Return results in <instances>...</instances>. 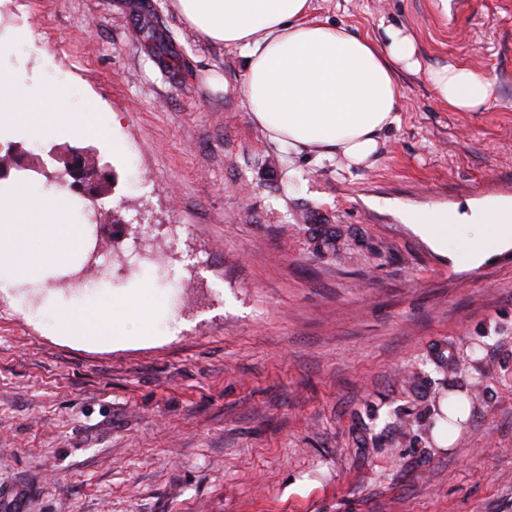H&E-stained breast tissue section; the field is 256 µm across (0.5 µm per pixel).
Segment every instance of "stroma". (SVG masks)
<instances>
[{"instance_id": "obj_1", "label": "stroma", "mask_w": 512, "mask_h": 512, "mask_svg": "<svg viewBox=\"0 0 512 512\" xmlns=\"http://www.w3.org/2000/svg\"><path fill=\"white\" fill-rule=\"evenodd\" d=\"M161 40L137 38V7ZM311 19L411 29L423 65L483 71L470 112L402 75L400 121L362 167L285 152L239 91V50L172 0H0V66L34 106L109 118L89 136L0 135L31 162L91 148L115 224L77 274L0 288V512H512V248L434 251L403 210L512 199V0H311ZM29 27L21 49L12 31ZM117 141L133 155L114 150ZM150 286L171 331L121 344L31 314ZM471 409L437 441L449 389Z\"/></svg>"}]
</instances>
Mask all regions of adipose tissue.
<instances>
[{"mask_svg":"<svg viewBox=\"0 0 512 512\" xmlns=\"http://www.w3.org/2000/svg\"><path fill=\"white\" fill-rule=\"evenodd\" d=\"M311 0H177L179 14L208 40L240 50L246 59L242 95L258 126L283 147L340 156L349 164H367L381 137L400 121L401 74L426 73L438 101L452 112H469L495 95L493 82L480 70L451 63L423 66L415 37L392 23L380 39L362 37L346 27L311 20ZM77 112L50 103L31 106L15 88V76L0 68V126H26L33 140L61 126L81 133ZM74 200L61 189L33 181L0 193V284L34 283L66 274L85 249L86 239L72 221ZM432 249L447 253L461 239L471 259L484 260L512 245V220L496 214L468 220L420 211L404 215ZM146 288L132 290L127 302L100 309L82 307L75 323L69 304L38 312L57 335L77 336L87 345L108 348L131 308L151 306L147 335H164L163 318Z\"/></svg>","mask_w":512,"mask_h":512,"instance_id":"ef3b65f1","label":"adipose tissue"}]
</instances>
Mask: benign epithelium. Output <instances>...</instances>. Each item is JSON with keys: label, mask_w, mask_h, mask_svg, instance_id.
Instances as JSON below:
<instances>
[{"label": "benign epithelium", "mask_w": 512, "mask_h": 512, "mask_svg": "<svg viewBox=\"0 0 512 512\" xmlns=\"http://www.w3.org/2000/svg\"><path fill=\"white\" fill-rule=\"evenodd\" d=\"M51 161L59 163L55 170L49 169L42 161L34 166L28 163V154L20 145H12L6 151V162L0 165V180L8 178L13 172L33 171L46 179L58 180L67 184L71 189L86 197L89 201L97 200L98 180L104 179L112 183V168L109 163L101 162L99 155L82 148H74L69 153L61 155L50 149L47 152ZM95 158L94 169L86 166L88 158Z\"/></svg>", "instance_id": "1"}]
</instances>
